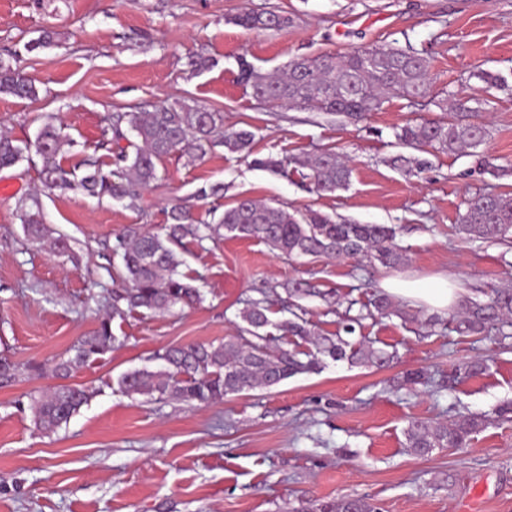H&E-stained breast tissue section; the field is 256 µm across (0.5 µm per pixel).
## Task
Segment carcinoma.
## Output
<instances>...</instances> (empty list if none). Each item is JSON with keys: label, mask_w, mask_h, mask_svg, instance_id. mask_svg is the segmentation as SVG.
<instances>
[{"label": "carcinoma", "mask_w": 512, "mask_h": 512, "mask_svg": "<svg viewBox=\"0 0 512 512\" xmlns=\"http://www.w3.org/2000/svg\"><path fill=\"white\" fill-rule=\"evenodd\" d=\"M233 22L260 32L286 29L292 18L245 8ZM430 67V60L417 51L379 45L344 54L295 58L284 69L268 73H261L243 61L239 78L260 102L361 120L381 109L390 95L408 100L429 97ZM0 94L31 99L38 91L19 68L0 58ZM488 103L487 98L451 94L443 100L448 119L409 122L398 127L395 138L411 152L394 155L390 165L399 172L418 173L428 167L425 155L433 151L457 155L482 145L489 129L474 120L473 113ZM253 140L252 131L226 129L221 113L197 104L164 107L153 112L132 108L111 113L102 129L97 148L110 153L109 170H103L100 157L94 154L66 169L59 157L70 140L61 125L49 117L37 128L31 142L20 145L11 137L0 135V168L12 167L33 154L41 162L43 190H76L89 197L108 198L135 208L142 192L158 180V165L166 157L186 154L191 164L206 149L215 147L247 154ZM291 163L319 195L334 194L350 185L352 168L333 148L304 158L252 159L254 167L280 175ZM18 212L29 238L42 241L50 236L51 231L42 219L39 195L19 201ZM458 231L469 239L511 238L512 193L501 191L467 199L458 216ZM220 233L227 238L260 240L289 258L366 259L384 267H395L404 260L396 244L397 228L393 225L338 222L314 210L290 213L283 207L251 198H241L225 209L215 224H198L187 206L174 204L168 212V223L158 232L140 224L126 227L118 239L121 265L112 271V281L118 287L106 298L107 316L93 332L76 340L70 347L73 355L55 360L53 375L67 379L77 367L101 358L120 343L112 331V322L117 318L123 320L136 309L164 314L177 306L201 302L202 292L194 279L179 271L183 260L178 248L188 239L201 242ZM283 290L290 298L321 297L328 305L336 302L335 294H323L305 280H290ZM240 304L242 335L218 344L168 346L154 356L160 363L158 369L135 368L121 374L117 390L128 396L201 405L318 372L328 360L381 370L390 365L394 354L364 337L352 341L349 336L367 317L396 315L406 322L419 320L418 313L396 309L392 299L382 294L366 313L346 318L342 333L322 335L292 309L289 317L271 320L272 299L265 292ZM453 323L455 331L463 336L484 335L493 330L508 336L505 328H512V289H496L485 301L464 299L453 316ZM275 330L283 337L305 340L312 348L304 352L276 346ZM489 369V359H473L458 365L455 376L476 377ZM41 372L38 365L0 359L1 382L24 374L34 377ZM91 395L89 387L75 384L58 386L33 399L35 428L45 433L57 430L88 404ZM486 424L487 419L481 415H465L450 424L413 419L405 429L406 445L418 455H427L437 448H463ZM292 512H380V508L364 498L344 497L313 500Z\"/></svg>", "instance_id": "1"}]
</instances>
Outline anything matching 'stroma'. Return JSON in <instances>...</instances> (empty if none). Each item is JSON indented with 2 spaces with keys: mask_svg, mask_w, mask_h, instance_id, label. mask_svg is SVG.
<instances>
[{
  "mask_svg": "<svg viewBox=\"0 0 512 512\" xmlns=\"http://www.w3.org/2000/svg\"><path fill=\"white\" fill-rule=\"evenodd\" d=\"M285 13V31L255 32L233 22L242 8ZM59 34L50 48L25 51L43 27ZM393 43L427 54L438 97L471 96L479 70L498 75L478 121L490 135L475 154H436L407 176L388 164L395 129L406 121L446 118L430 100L393 97L354 121L254 99L239 81V62L270 72L298 56L343 54ZM38 90L34 99L0 95V133L33 138L56 116L71 139L64 167L93 153L108 113L197 103L224 125L254 132L252 154L301 157L332 148L351 160L347 190L311 191L296 172L273 175L223 148L194 163L172 155L139 208L68 191L42 194L45 224L77 262L28 240L19 199L41 187L35 162L0 169V357L51 364L94 331L112 290L108 272L116 237L129 224L158 227L176 203L202 224L248 197L335 219L395 224L405 261L394 268L360 259H290L255 239L217 236L186 241L181 271L197 279L203 300L165 314L133 312L114 320L120 345L79 367L71 381L88 386L87 405L57 432L35 429L31 396L59 386L52 375L0 383V512H288L299 501L366 497L382 512H512V421L497 409L512 403V344L495 336H460L399 317L364 320L357 335L398 353L393 366L367 370L331 363L270 389L218 403L150 401L118 392L123 372L147 365L168 345L219 343L239 335L240 298L274 283L310 280L339 303L303 300V316L336 333L349 303L382 294L384 280L451 275L464 296L485 299L512 286V239L465 238L457 218L465 199L512 191V0H0V47ZM213 66L194 73L197 55ZM505 176H492V168ZM220 182V198L197 199ZM491 359L479 377L449 384L453 367ZM410 370L427 385L393 389ZM468 414L489 423L465 448L419 456L405 446L410 419L445 422Z\"/></svg>",
  "mask_w": 512,
  "mask_h": 512,
  "instance_id": "stroma-1",
  "label": "stroma"
}]
</instances>
